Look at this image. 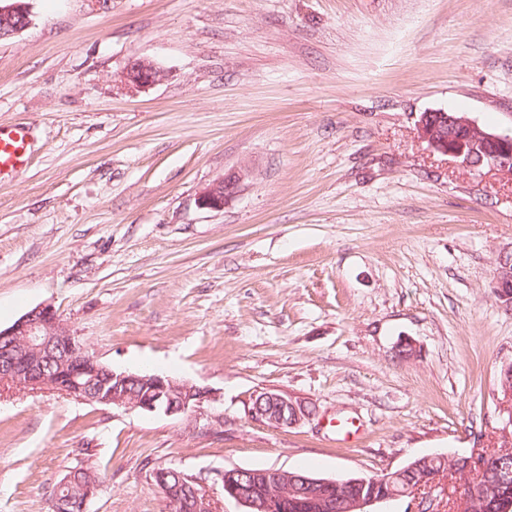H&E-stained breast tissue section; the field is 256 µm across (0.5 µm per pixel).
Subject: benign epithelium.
Listing matches in <instances>:
<instances>
[{
  "instance_id": "7a95c632",
  "label": "benign epithelium",
  "mask_w": 512,
  "mask_h": 512,
  "mask_svg": "<svg viewBox=\"0 0 512 512\" xmlns=\"http://www.w3.org/2000/svg\"><path fill=\"white\" fill-rule=\"evenodd\" d=\"M31 24L29 4L21 0H0V38L12 37ZM167 77L164 70L145 59H134L126 67L124 82L133 89L152 86ZM418 138L440 154L455 159L471 171L486 167L512 177V130L491 132L481 128L464 112L443 109L424 112L416 121ZM245 174L234 172L213 182L203 193L201 205L210 209L224 208V202L236 193ZM494 293L507 299L505 289L512 288V254L499 258L494 279ZM82 358L88 347L65 326L49 305L26 312L11 326L0 328V384L7 383L28 390L48 389L73 396L83 389L79 379L85 372L105 374L112 381V390L101 391L93 404L125 409H139L167 416L206 414L219 398L208 387L168 375H138L115 369L97 357L94 368L75 370L67 383L46 374L38 363L43 357L61 348ZM500 426L493 447L482 450L476 446L467 459L469 465H481L505 437H512V389L501 392ZM248 417L276 428L296 427L313 415L310 405L302 400L284 397L275 392L253 396L247 405ZM395 475L379 477L318 478L301 476L283 469L247 470L230 468L217 475L224 498L245 507V512H374L372 507L400 497L390 488ZM447 480L450 501L466 506L474 489L464 488L451 479L450 470L439 469L423 476L412 489L416 512H439L434 492ZM344 484L371 487L370 493L353 498H336V490ZM187 512H213L212 500L206 488L196 493Z\"/></svg>"
}]
</instances>
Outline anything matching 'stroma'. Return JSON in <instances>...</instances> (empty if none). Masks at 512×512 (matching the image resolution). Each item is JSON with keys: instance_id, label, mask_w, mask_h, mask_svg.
Returning a JSON list of instances; mask_svg holds the SVG:
<instances>
[{"instance_id": "obj_1", "label": "stroma", "mask_w": 512, "mask_h": 512, "mask_svg": "<svg viewBox=\"0 0 512 512\" xmlns=\"http://www.w3.org/2000/svg\"><path fill=\"white\" fill-rule=\"evenodd\" d=\"M28 2L0 40V123L33 133L0 182V327L51 306L114 368L211 388L224 421L0 387V512H48L81 448L87 512H168L157 466L242 512L216 472L381 476L499 427L512 182L415 123L512 129V0ZM136 58L166 79L126 86ZM266 390L313 417L251 420ZM244 177V173L234 172L216 180L204 191L200 199L201 205L210 209H222L224 202L236 193ZM499 266L496 270L494 279V293L496 296L501 297L502 300L507 299L509 296L505 295V289L508 288L507 294H511L512 288V254H505L499 258Z\"/></svg>"}]
</instances>
